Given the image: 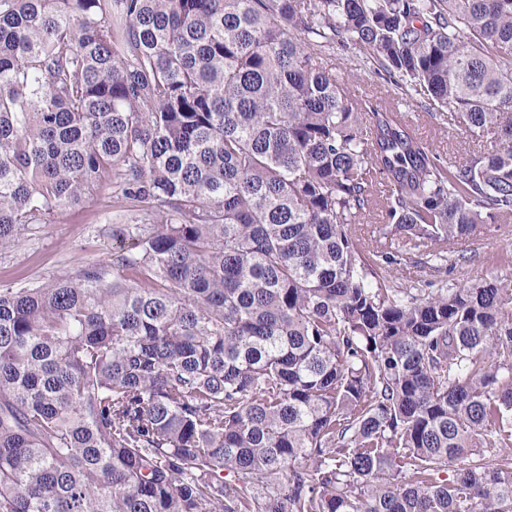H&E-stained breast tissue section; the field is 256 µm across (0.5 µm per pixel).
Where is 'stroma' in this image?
Returning a JSON list of instances; mask_svg holds the SVG:
<instances>
[{
	"mask_svg": "<svg viewBox=\"0 0 512 512\" xmlns=\"http://www.w3.org/2000/svg\"><path fill=\"white\" fill-rule=\"evenodd\" d=\"M322 56L327 68L344 78L351 94L370 96L379 104H397L416 132L441 154L462 161L494 138L490 130L470 135L432 118L411 96L378 78L373 60L355 49L332 44L323 47ZM112 195L111 182H103L85 206L55 216L44 227L25 233L17 247L0 251V285H35L75 271L90 261H112L121 245L112 240L109 227L129 223L131 215L139 210L131 201H113ZM464 248L467 262L448 272L421 266L418 253L401 248L398 262L390 266L389 274L412 288L438 289L512 271V219L481 225Z\"/></svg>",
	"mask_w": 512,
	"mask_h": 512,
	"instance_id": "1",
	"label": "stroma"
}]
</instances>
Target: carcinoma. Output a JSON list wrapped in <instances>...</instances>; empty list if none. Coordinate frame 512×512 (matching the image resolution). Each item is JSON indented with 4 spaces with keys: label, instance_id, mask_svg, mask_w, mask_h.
Instances as JSON below:
<instances>
[{
    "label": "carcinoma",
    "instance_id": "obj_1",
    "mask_svg": "<svg viewBox=\"0 0 512 512\" xmlns=\"http://www.w3.org/2000/svg\"><path fill=\"white\" fill-rule=\"evenodd\" d=\"M106 178L126 251L0 286V512H512V275L385 276L512 218V0H0V248ZM326 67L346 80L348 90L356 96H371L378 104L396 103L416 132L437 152L463 161L470 152L483 149L493 140V130L477 135L464 133L446 120H435L410 95L401 94L394 85L374 74L376 64L363 53L338 44L321 48Z\"/></svg>",
    "mask_w": 512,
    "mask_h": 512
}]
</instances>
